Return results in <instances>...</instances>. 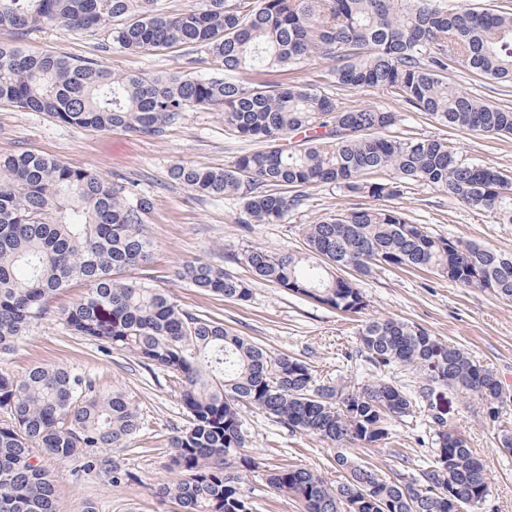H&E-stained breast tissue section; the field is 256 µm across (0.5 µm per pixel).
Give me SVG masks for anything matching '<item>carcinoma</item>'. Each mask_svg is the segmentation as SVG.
<instances>
[{"label":"carcinoma","mask_w":512,"mask_h":512,"mask_svg":"<svg viewBox=\"0 0 512 512\" xmlns=\"http://www.w3.org/2000/svg\"><path fill=\"white\" fill-rule=\"evenodd\" d=\"M159 0H0V27L24 38L62 23L95 32L130 53L189 47L164 74H114L92 61L0 46V104L44 112L66 126L160 136L184 113L206 109L258 147L222 168L171 166L172 182L212 198L241 201L238 222L277 224L306 191L335 185L375 204L323 216L303 228L304 250L259 246L239 261L259 280L342 314H362L361 283L377 271L428 270L463 288L512 301V253L436 235L397 206L407 185L448 194L500 223H512V177L458 160L450 136L472 131L512 137V107L454 89L449 71L512 83V8L445 0H200L164 11ZM322 58L340 91L382 90L447 136L392 135L395 112L348 106L298 83L293 71ZM204 70L207 75L198 74ZM152 201L121 176L112 181L36 151L0 157V359L12 354L53 296L82 285L64 310L75 336L130 354L164 372L185 424L167 439L172 479L156 487L179 512H257L256 489L241 469H265V486L297 499L302 512H483L491 493L483 461L448 421L440 397L475 400L496 422L512 395L468 352L420 324L370 318L357 353L378 376L357 386L323 381L312 366L275 353L207 312L183 309L146 268L154 245L145 231ZM183 278L226 300L246 302L250 283L203 260ZM392 367L423 379L416 393L382 377ZM291 433L336 448L340 480L248 454L243 409ZM426 413L430 455L420 468L387 478L364 458L393 442L392 421ZM141 430L135 405L101 392L77 369L37 364L16 377L0 368V512H56L45 460L82 462L94 448L130 450ZM115 487L139 481L110 465Z\"/></svg>","instance_id":"carcinoma-1"}]
</instances>
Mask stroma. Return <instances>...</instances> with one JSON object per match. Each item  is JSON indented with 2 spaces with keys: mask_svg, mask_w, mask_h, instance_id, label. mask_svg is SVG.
Masks as SVG:
<instances>
[{
  "mask_svg": "<svg viewBox=\"0 0 512 512\" xmlns=\"http://www.w3.org/2000/svg\"><path fill=\"white\" fill-rule=\"evenodd\" d=\"M108 40L103 30L90 33L59 24L20 41L13 30L0 27V45L18 43L31 54L91 59L116 74L169 72L182 63L178 50L131 54L109 46ZM329 68L328 60L317 59L296 71L294 78L325 94L338 95L347 104H373L398 113L397 131L412 130L425 137L441 135L435 122L404 110L382 91H337ZM449 80L459 91L482 100L512 102L511 84L485 79L466 68L456 67ZM453 146L463 161L512 174V138L466 132L454 136ZM250 147V142L225 130L222 113L209 110L184 113L177 124L151 138L119 130H77L39 112L0 106V157L35 150L71 167L94 170L107 180L121 174L137 182L153 202L147 230L154 242V259L148 273L184 309L215 314L225 325L253 337L269 350L306 360L318 378L340 383L361 382L369 376L354 357L356 331L364 317L407 320L464 348L512 390V302L479 289L463 288L422 271L382 270L362 285L370 300V308L362 317L337 314L263 281L254 283L250 300L239 304L201 291L181 278L183 266L198 259L231 267L238 276H247V268L235 261L244 247L257 245L275 252L298 250L303 246L304 225L351 207L353 199L348 193L322 185L309 190L303 204L284 222L254 224L246 230L237 221L238 200L195 196L169 178L174 163L221 167ZM399 204L415 222L427 225L436 234L512 252V224L495 223L447 194L414 184L405 189ZM82 294L79 288L57 294L49 317L33 322L17 350L0 360V367L18 376L34 364H66L84 372L101 389L125 393L136 406L143 428L132 451L121 453L118 461L135 471L140 480L116 487L106 468L85 472L75 463H49L56 484L57 512H80L87 501L95 502L100 512H177L176 504L158 498L153 487L170 477L166 452L159 442L183 425L180 403L162 372L141 368L124 352H100L96 343L71 335L64 325L63 311ZM446 406L449 420L466 430L470 447L487 466L491 493L485 512H512V456L501 453L496 445L497 424L459 396L448 395ZM244 419L252 453L262 462L287 459L318 470L330 480L338 479L334 453L327 445L290 433L255 409L246 411ZM422 421L419 414L394 421L395 444L370 452V461L383 476L412 470L424 460L428 445L423 441Z\"/></svg>",
  "mask_w": 512,
  "mask_h": 512,
  "instance_id": "1",
  "label": "stroma"
}]
</instances>
